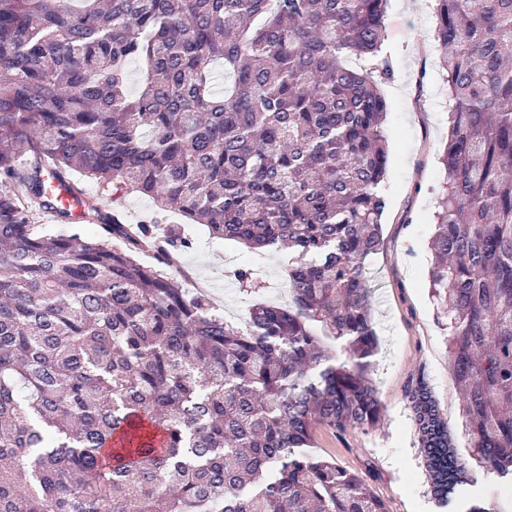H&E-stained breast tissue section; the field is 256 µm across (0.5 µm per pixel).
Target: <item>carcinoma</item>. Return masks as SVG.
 Returning <instances> with one entry per match:
<instances>
[{
    "instance_id": "carcinoma-1",
    "label": "carcinoma",
    "mask_w": 512,
    "mask_h": 512,
    "mask_svg": "<svg viewBox=\"0 0 512 512\" xmlns=\"http://www.w3.org/2000/svg\"><path fill=\"white\" fill-rule=\"evenodd\" d=\"M433 2L452 106L428 278L467 454L426 387L409 397L446 509L474 467L512 484V0ZM386 8L0 0V512H388L309 451L316 425L381 412L363 264L387 204ZM69 169L217 238L290 249L292 306L233 326L167 271L190 239L90 201L98 238L32 223Z\"/></svg>"
}]
</instances>
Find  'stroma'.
<instances>
[{
    "instance_id": "1",
    "label": "stroma",
    "mask_w": 512,
    "mask_h": 512,
    "mask_svg": "<svg viewBox=\"0 0 512 512\" xmlns=\"http://www.w3.org/2000/svg\"><path fill=\"white\" fill-rule=\"evenodd\" d=\"M434 31L432 0H389L382 53L393 76L380 86L387 101V206L381 243L364 264L380 340L370 375L383 410L368 430L319 425L312 433V453L362 477L386 501L388 512H440L418 448L412 388L422 384L431 391L459 451H466L470 443L451 371L448 321L426 282L432 263L435 190L445 176L439 156L447 142L450 110L447 85L436 63ZM69 177L124 223L155 222L190 237L194 246L176 253L172 273L188 294H206L233 325L243 324L251 305H288L287 251L257 252L212 238L204 225L158 212L145 196L133 193L116 199L77 172ZM230 266L254 270L261 290L243 293L236 279L225 275ZM474 478L467 495L447 512H467L478 501L495 502L496 512H512L511 487L479 471Z\"/></svg>"
}]
</instances>
